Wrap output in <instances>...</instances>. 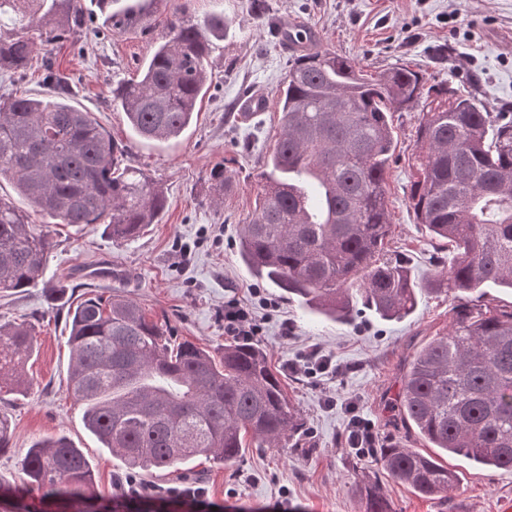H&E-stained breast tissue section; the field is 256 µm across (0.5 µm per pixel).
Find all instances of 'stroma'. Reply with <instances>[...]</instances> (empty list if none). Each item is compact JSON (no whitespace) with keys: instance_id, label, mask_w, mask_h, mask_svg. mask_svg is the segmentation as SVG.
<instances>
[{"instance_id":"obj_1","label":"stroma","mask_w":512,"mask_h":512,"mask_svg":"<svg viewBox=\"0 0 512 512\" xmlns=\"http://www.w3.org/2000/svg\"><path fill=\"white\" fill-rule=\"evenodd\" d=\"M82 3V37L54 57L71 79V102L127 146L126 164L161 184L167 204L157 223L116 242L101 224L55 223L0 178V196L27 211L30 223L55 242L44 285L0 292V319L32 323L37 336L25 366L31 388L0 403L12 429L11 446L0 453V483L19 482L20 461L34 441L64 436L89 459L101 495L117 500L124 494L123 465L85 428L81 405L66 391L70 328L66 310L53 308L46 297L50 283L71 288L77 300L125 295L172 340L217 355L227 340L225 302L248 307L259 328L254 342L278 370L303 434L298 447L249 448L228 465L191 461L206 499L227 512H267L276 504L283 512H363L359 490L368 480L380 483L393 512H500L512 501V471L448 455L444 461L460 482L447 500L427 499L389 478L376 457L358 456L343 443L354 408L373 421L381 440L430 450L401 426L396 407L411 356L446 328L457 303L455 293L428 286L448 252L438 249L409 205L418 109L391 116L396 147L386 181L393 222L388 253L403 258L421 286L411 315L385 320L359 304L350 322L326 320L251 274L240 258L238 229L255 210L262 162L279 137L277 89L291 59L269 35L268 18L302 20L318 32L321 49L353 58L367 72L403 64L423 73L427 84L452 85L475 94L491 112L512 113V0H153L145 24L121 32L105 24L96 0ZM217 13L224 16V35L213 43L211 83L193 124L176 140L137 137L112 101L113 87L138 75L172 24L184 19L201 25ZM245 88L267 94L268 112L237 118L235 99ZM218 168L229 183L222 191L210 177ZM98 261L120 269V277L79 275L80 267ZM286 321L293 325L288 337ZM315 346L334 357L339 373L307 377L289 370Z\"/></svg>"}]
</instances>
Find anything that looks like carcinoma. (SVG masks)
Returning a JSON list of instances; mask_svg holds the SVG:
<instances>
[{
    "label": "carcinoma",
    "mask_w": 512,
    "mask_h": 512,
    "mask_svg": "<svg viewBox=\"0 0 512 512\" xmlns=\"http://www.w3.org/2000/svg\"><path fill=\"white\" fill-rule=\"evenodd\" d=\"M122 31L144 19L142 7L110 12ZM80 0H0V72L22 75L37 43L54 46L82 29ZM213 43L203 28L179 21L141 75L112 89L137 136L178 137L208 83ZM46 97L0 99V177L58 224H104L128 240L166 207L161 186L124 164L127 148L69 103L68 77L49 62ZM405 67L368 75L347 57L304 49L279 87L282 126L261 173L252 218L239 228L240 256L254 276L311 310L348 322L362 303L384 319L410 315L418 285L387 256L392 234L386 200L394 136L388 116L421 105L415 180L409 202L417 223L453 256L432 284L458 294L446 329L409 361L398 415L434 448L512 470V305L478 304L463 294L512 289V121L499 123L471 95L448 84L423 91ZM48 234L0 198V290L43 280ZM68 307L67 389L83 404L84 426L131 471L168 470L180 479L197 456L228 464L248 447L278 450L299 434L301 418L268 364L247 341L224 345L215 359L164 329L119 294ZM35 328L0 322V393L28 389L25 364ZM391 478L438 498L458 475L429 454L397 444L376 449ZM25 492L0 484V512H164L187 508L195 486L179 494L117 503L97 495L92 467L67 437L32 444L22 463ZM364 512H393L376 482L363 484Z\"/></svg>",
    "instance_id": "carcinoma-1"
}]
</instances>
